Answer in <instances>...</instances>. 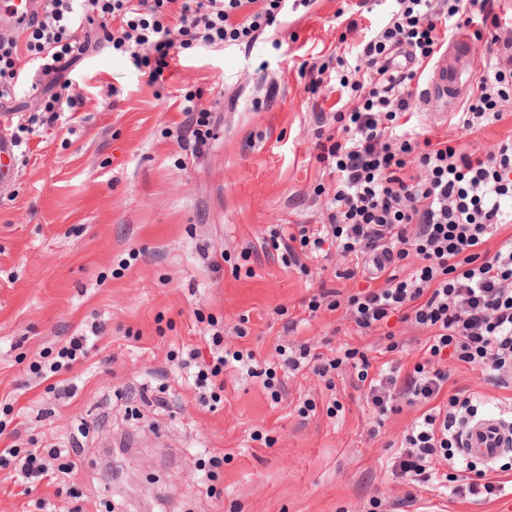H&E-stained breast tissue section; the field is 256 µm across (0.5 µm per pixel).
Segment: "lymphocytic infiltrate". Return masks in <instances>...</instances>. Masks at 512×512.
I'll list each match as a JSON object with an SVG mask.
<instances>
[{
  "instance_id": "lymphocytic-infiltrate-1",
  "label": "lymphocytic infiltrate",
  "mask_w": 512,
  "mask_h": 512,
  "mask_svg": "<svg viewBox=\"0 0 512 512\" xmlns=\"http://www.w3.org/2000/svg\"><path fill=\"white\" fill-rule=\"evenodd\" d=\"M44 0L40 13L20 32L0 36V99L10 98L21 77L24 57L33 56L44 74L74 66L88 43L80 34L97 24L113 53L135 59L149 82L162 78L170 60L195 47L250 44L255 33L273 26L283 0ZM392 17L361 50V62L341 75L340 86L354 100L336 115L333 134L318 142L319 161L335 176L318 224H274L264 237L284 267L309 275L315 259L339 256L340 279L364 275L366 287L338 300L321 289L309 313L344 310L359 333L384 330L391 317L424 332L420 360L404 370L393 354L373 364L359 348L335 355L307 344L278 345L289 370L312 368L331 378L343 365L357 371V388L367 393L377 419L392 413L395 397L422 406L405 433L398 456L400 476L422 487L450 489L459 498L497 496L512 486V465L474 469L462 456L461 427L476 418L483 403L474 393L449 390L448 364L480 368L487 381L512 384V140L485 157L457 152L445 140L420 137L404 122L410 86L443 47L441 26H463L464 0L434 9L432 0H390ZM408 62H398L396 51ZM512 103V66L489 63L457 123L472 133L499 119ZM180 131L193 151L212 138L211 112L199 96L179 104ZM213 331L209 352L191 349L183 362L195 383L206 386L225 369L253 370L252 352L221 349ZM475 471L473 481L449 485V473ZM32 484L50 468L38 451L0 450V472Z\"/></svg>"
}]
</instances>
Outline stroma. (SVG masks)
<instances>
[{
  "label": "stroma",
  "instance_id": "obj_1",
  "mask_svg": "<svg viewBox=\"0 0 512 512\" xmlns=\"http://www.w3.org/2000/svg\"><path fill=\"white\" fill-rule=\"evenodd\" d=\"M499 28L477 41L478 64L503 57L512 0H491ZM286 22L247 46L189 49L162 80L113 55L89 31L68 75L83 105L75 118L22 136L0 186V448L51 449L78 438L66 471L19 493L0 480V512H500V500L467 502L393 476V447L418 415L405 398L376 424L353 370L328 391L311 370L278 369L285 392L272 403L259 378L223 374L220 402L200 404L181 381L189 346H206L203 320L217 319L223 345L276 363L285 317L320 288L347 293L363 278H337L335 262L310 276L264 253L272 224L319 223V137L347 110L329 55L355 61L387 20L384 0H287ZM324 67L312 86L310 66ZM411 124L461 152L485 155L512 138V115L464 133L454 110L412 84ZM201 95L215 140L199 152L177 141L174 101ZM247 262L253 276L234 275ZM285 316H277V309ZM103 327L91 337L92 324ZM87 354L51 381L32 366L70 338ZM325 353L350 343L377 353L381 333L358 335L342 312L320 311L293 337ZM74 385L68 399L56 387ZM449 387L483 395L498 414L512 389L481 370L451 368ZM316 408L301 417L305 400ZM341 409L329 415L332 402Z\"/></svg>",
  "mask_w": 512,
  "mask_h": 512
}]
</instances>
